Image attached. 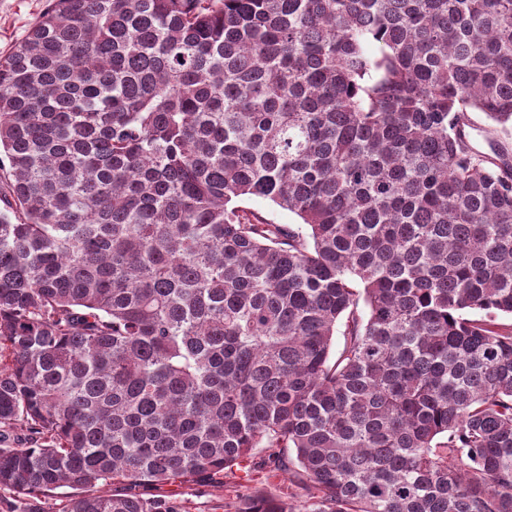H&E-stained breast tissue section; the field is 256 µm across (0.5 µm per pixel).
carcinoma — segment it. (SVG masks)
<instances>
[{
	"label": "carcinoma",
	"instance_id": "obj_1",
	"mask_svg": "<svg viewBox=\"0 0 512 512\" xmlns=\"http://www.w3.org/2000/svg\"><path fill=\"white\" fill-rule=\"evenodd\" d=\"M0 155L6 512H512V0H49ZM237 204L258 211L264 217L277 224H295L297 222V218L293 214L276 208L261 199H245ZM172 491L177 497L187 500L191 507L190 512H231L230 500L225 492L217 491L209 486L197 484H173L164 487Z\"/></svg>",
	"mask_w": 512,
	"mask_h": 512
}]
</instances>
